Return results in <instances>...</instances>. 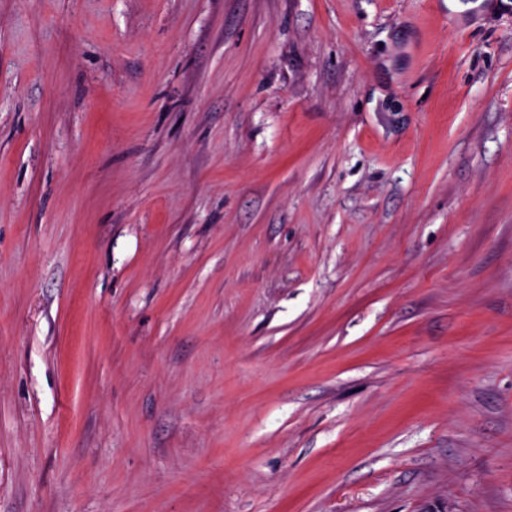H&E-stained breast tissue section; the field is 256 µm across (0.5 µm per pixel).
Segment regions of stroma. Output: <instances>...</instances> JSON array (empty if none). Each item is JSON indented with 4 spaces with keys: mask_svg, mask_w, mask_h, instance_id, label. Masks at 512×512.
<instances>
[{
    "mask_svg": "<svg viewBox=\"0 0 512 512\" xmlns=\"http://www.w3.org/2000/svg\"><path fill=\"white\" fill-rule=\"evenodd\" d=\"M0 512H512V0H0Z\"/></svg>",
    "mask_w": 512,
    "mask_h": 512,
    "instance_id": "stroma-1",
    "label": "stroma"
}]
</instances>
